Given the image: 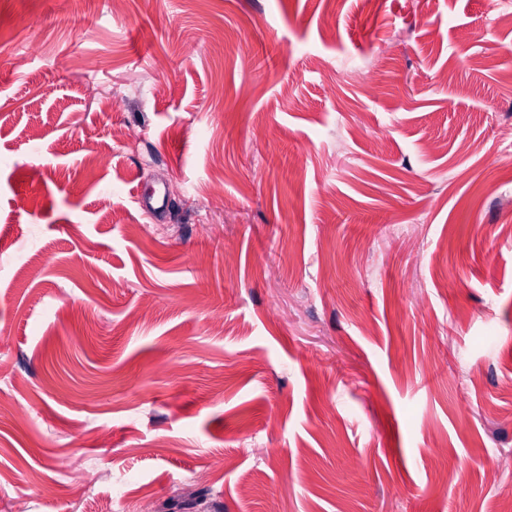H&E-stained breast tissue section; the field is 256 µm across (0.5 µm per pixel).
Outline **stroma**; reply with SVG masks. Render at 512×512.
Instances as JSON below:
<instances>
[{"label": "stroma", "mask_w": 512, "mask_h": 512, "mask_svg": "<svg viewBox=\"0 0 512 512\" xmlns=\"http://www.w3.org/2000/svg\"><path fill=\"white\" fill-rule=\"evenodd\" d=\"M0 392V512H512V0H0Z\"/></svg>", "instance_id": "obj_1"}]
</instances>
